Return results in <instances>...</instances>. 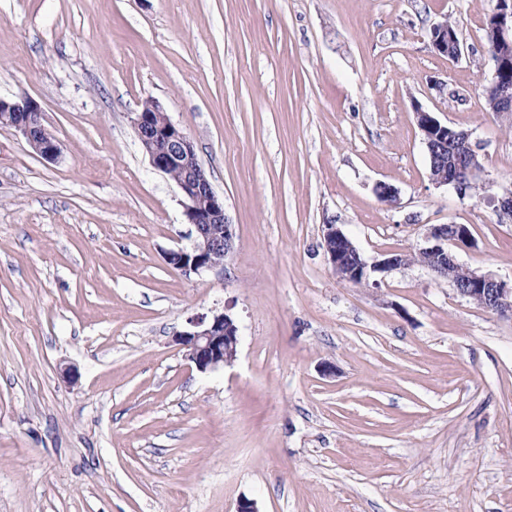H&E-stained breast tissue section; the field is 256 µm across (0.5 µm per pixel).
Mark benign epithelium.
Masks as SVG:
<instances>
[{"instance_id":"7a95c632","label":"benign epithelium","mask_w":512,"mask_h":512,"mask_svg":"<svg viewBox=\"0 0 512 512\" xmlns=\"http://www.w3.org/2000/svg\"><path fill=\"white\" fill-rule=\"evenodd\" d=\"M486 35L492 60L490 87L494 91V103L503 111H511L512 0H497L487 20ZM429 40L432 49L448 60L460 58L459 31L448 28V20L431 26ZM413 108L422 144L432 162V183L451 186L461 195L480 186L483 165L471 133L441 121L436 113L419 103ZM0 123L13 128L41 157L47 160L57 157L58 144L42 124L40 108L34 101L0 98ZM133 125L154 168L167 176L174 171L178 173L174 182L182 193L185 214L192 226V246L165 252V261L185 274H200L224 265V259L234 249L235 227L226 215L224 200L214 191L199 162L192 139L152 100L143 103L135 113ZM439 154L448 155V166L462 170L466 179L461 182L436 172L433 162ZM424 240L425 245L417 248V252L426 258L425 267L440 274L447 268L459 266L448 245L469 243L470 233L464 224H437L427 229ZM322 248L336 274L353 283L366 282L374 273H385L406 263L403 254H386L379 260H368L334 224L324 225ZM451 283L458 295L478 306L499 313L512 311V288L487 274L465 268ZM190 325L189 330L179 334L177 341L198 371L206 372L234 362L239 328L229 312L209 317L202 315L191 320Z\"/></svg>"}]
</instances>
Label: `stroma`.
<instances>
[{"label":"stroma","mask_w":512,"mask_h":512,"mask_svg":"<svg viewBox=\"0 0 512 512\" xmlns=\"http://www.w3.org/2000/svg\"><path fill=\"white\" fill-rule=\"evenodd\" d=\"M494 5L0 0V98L59 146L0 126V512H512V316L417 262L347 282L321 246L334 224L408 254L464 224L458 262L512 286ZM446 18L455 62L429 45ZM147 100L236 226L224 267L164 260L192 227L136 136ZM417 103L470 132L482 189L430 181ZM226 310L237 357L199 372L177 336ZM40 112L39 106L30 99L16 101L0 98L1 123L13 128L35 153L53 160L59 153V147L42 124Z\"/></svg>","instance_id":"stroma-1"}]
</instances>
